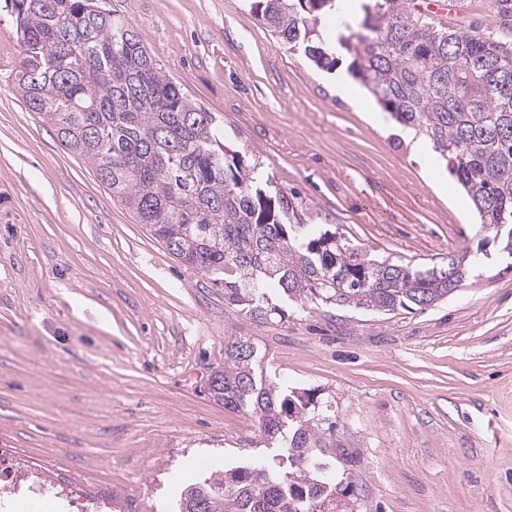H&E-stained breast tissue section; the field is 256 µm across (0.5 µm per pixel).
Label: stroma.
Listing matches in <instances>:
<instances>
[{"label": "stroma", "mask_w": 512, "mask_h": 512, "mask_svg": "<svg viewBox=\"0 0 512 512\" xmlns=\"http://www.w3.org/2000/svg\"><path fill=\"white\" fill-rule=\"evenodd\" d=\"M164 74L309 224L368 257L473 268L447 299L383 314L279 300L255 321L175 259L16 94L0 0V452L112 512H174L203 479L262 453L256 423L207 393L246 336L267 381L314 399L354 512H512V260L468 196L361 83L289 50L249 0H111ZM435 26L498 32L493 0Z\"/></svg>", "instance_id": "obj_1"}]
</instances>
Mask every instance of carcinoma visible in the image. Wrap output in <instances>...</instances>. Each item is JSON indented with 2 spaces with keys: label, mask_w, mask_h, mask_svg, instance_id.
Returning a JSON list of instances; mask_svg holds the SVG:
<instances>
[{
  "label": "carcinoma",
  "mask_w": 512,
  "mask_h": 512,
  "mask_svg": "<svg viewBox=\"0 0 512 512\" xmlns=\"http://www.w3.org/2000/svg\"><path fill=\"white\" fill-rule=\"evenodd\" d=\"M338 0H252L288 48L320 68L336 64L320 29ZM23 50L16 86L60 143L94 166L138 223L167 251L224 289L252 320L279 310L268 289L391 314L448 298L466 265L413 267L370 259L334 232L304 224L303 206L224 143L212 112L170 81L135 26L109 0H11ZM339 45L353 74L397 123L447 162L481 223L512 231V39L437 28L405 0H374ZM208 393L251 417L276 453L252 456L183 487L179 512H351L340 497L310 402L258 374L245 336L224 344Z\"/></svg>",
  "instance_id": "obj_1"
}]
</instances>
